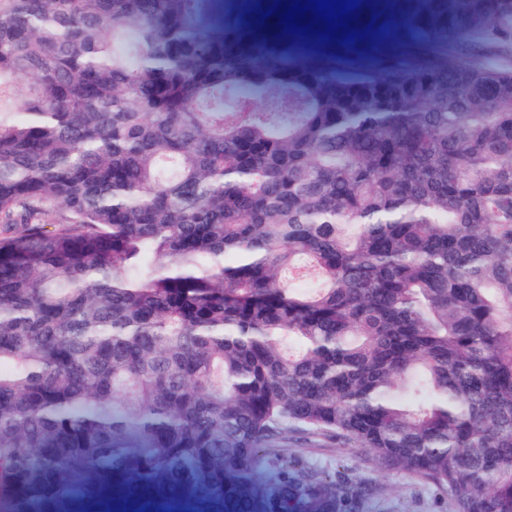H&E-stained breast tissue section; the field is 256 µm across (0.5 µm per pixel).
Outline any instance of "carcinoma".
I'll return each instance as SVG.
<instances>
[{
	"instance_id": "carcinoma-1",
	"label": "carcinoma",
	"mask_w": 512,
	"mask_h": 512,
	"mask_svg": "<svg viewBox=\"0 0 512 512\" xmlns=\"http://www.w3.org/2000/svg\"><path fill=\"white\" fill-rule=\"evenodd\" d=\"M424 3L426 56L337 66L0 0V512H359L295 433L512 512V0Z\"/></svg>"
}]
</instances>
